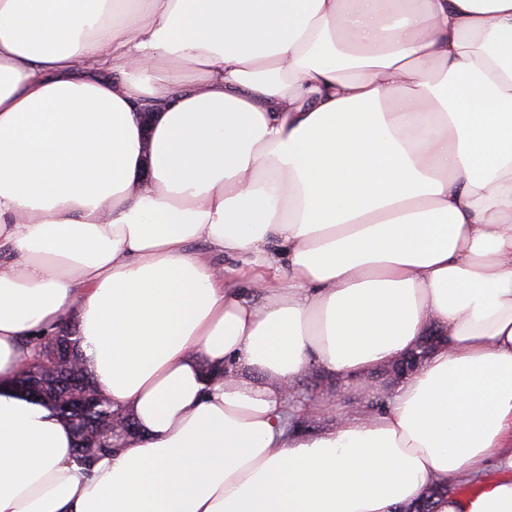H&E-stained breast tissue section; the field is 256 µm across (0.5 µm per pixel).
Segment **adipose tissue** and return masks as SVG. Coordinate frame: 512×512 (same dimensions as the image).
<instances>
[{
  "label": "adipose tissue",
  "mask_w": 512,
  "mask_h": 512,
  "mask_svg": "<svg viewBox=\"0 0 512 512\" xmlns=\"http://www.w3.org/2000/svg\"><path fill=\"white\" fill-rule=\"evenodd\" d=\"M70 326L140 428L88 469L11 392ZM425 336L383 410L288 430L308 364L368 392ZM450 475L438 512H512V0H0V512H397ZM438 336H430L426 337L421 344L417 347V349L411 351L407 354V356H404L400 359H398V366L405 370H408L409 366H419L421 361H423L428 354L431 353V350L434 349L439 341ZM419 350V352H418Z\"/></svg>",
  "instance_id": "obj_1"
}]
</instances>
